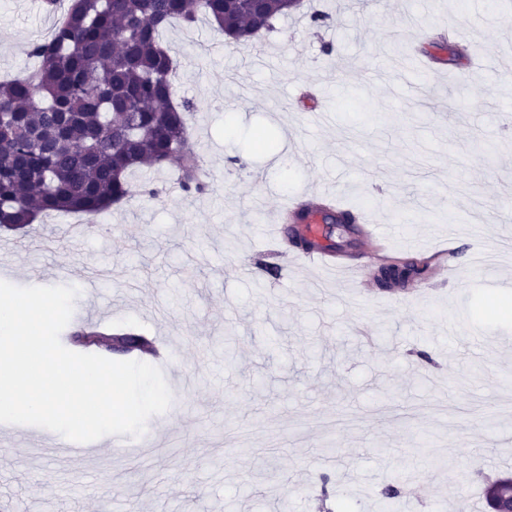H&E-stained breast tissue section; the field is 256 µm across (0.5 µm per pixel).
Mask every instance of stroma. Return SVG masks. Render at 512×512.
<instances>
[{
  "mask_svg": "<svg viewBox=\"0 0 512 512\" xmlns=\"http://www.w3.org/2000/svg\"><path fill=\"white\" fill-rule=\"evenodd\" d=\"M53 23L31 0H0L1 79L32 71L28 47ZM508 25L503 0H303L246 46L203 17L169 27L206 192L139 171L157 196L2 229L0 260L14 285L80 287L61 340L96 324L165 343L172 403L131 456L104 437L92 454L50 455L45 429L0 424V512H455L461 499L485 512L483 476L512 474V257L474 266L512 234ZM422 32L453 53L434 64V99L416 94L424 73L391 67ZM258 130L270 149H254ZM328 189L392 230L382 246L333 230L364 268L356 287L301 267L256 212ZM423 257L427 280L375 284L380 264ZM394 478L395 508L381 497Z\"/></svg>",
  "mask_w": 512,
  "mask_h": 512,
  "instance_id": "1",
  "label": "stroma"
}]
</instances>
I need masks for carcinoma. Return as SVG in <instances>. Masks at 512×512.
I'll return each instance as SVG.
<instances>
[{
    "label": "carcinoma",
    "mask_w": 512,
    "mask_h": 512,
    "mask_svg": "<svg viewBox=\"0 0 512 512\" xmlns=\"http://www.w3.org/2000/svg\"><path fill=\"white\" fill-rule=\"evenodd\" d=\"M289 11L287 0H72L51 37L30 45L38 70L0 82V228L20 230L64 212L93 218L132 197L129 176L145 167L173 169L183 193H203L201 158L188 134L193 105L177 99L161 32L202 15L247 44ZM313 207L337 215L344 231H359L354 214L331 201L299 204L296 220ZM290 240L305 252L345 253L337 243L319 246L294 233ZM432 270L427 258L402 264L395 276L382 265L375 280L388 288L424 280ZM70 343L102 355L114 344L146 352L154 340L88 328ZM484 498L487 512H508L512 476L488 482Z\"/></svg>",
    "instance_id": "obj_1"
}]
</instances>
